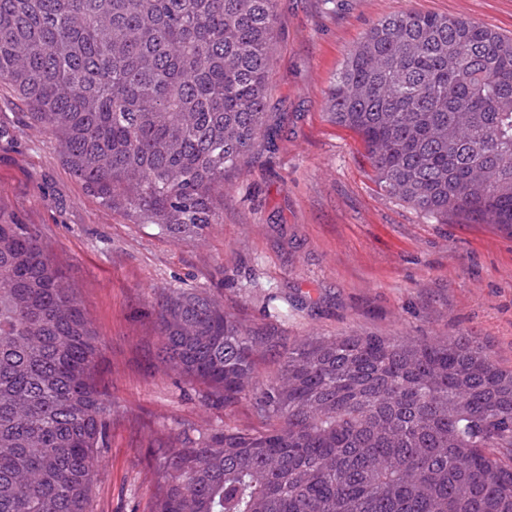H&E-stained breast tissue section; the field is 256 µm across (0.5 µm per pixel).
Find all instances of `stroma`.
Here are the masks:
<instances>
[{
  "label": "stroma",
  "mask_w": 512,
  "mask_h": 512,
  "mask_svg": "<svg viewBox=\"0 0 512 512\" xmlns=\"http://www.w3.org/2000/svg\"><path fill=\"white\" fill-rule=\"evenodd\" d=\"M456 16L512 37V0H280L268 60V138L213 192L217 224L186 241L89 194L47 131L0 93V212L39 225L81 288L118 404L96 459L95 512H149L147 443L231 421L251 424L179 382L153 357L151 304L198 288L247 324L291 339L357 333L439 341L466 336L512 368V236L491 224H441L381 191L364 147L327 115L348 51L378 20Z\"/></svg>",
  "instance_id": "1"
}]
</instances>
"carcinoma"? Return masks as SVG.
<instances>
[{"label": "carcinoma", "mask_w": 512, "mask_h": 512, "mask_svg": "<svg viewBox=\"0 0 512 512\" xmlns=\"http://www.w3.org/2000/svg\"><path fill=\"white\" fill-rule=\"evenodd\" d=\"M279 0H0V87L109 207L176 241L264 132ZM379 188L512 233V38L404 12L330 89ZM157 358L256 424L148 443L150 512H512V371L464 336L289 348L197 289L154 302ZM280 352L270 376L260 357ZM83 296L36 224L0 213V512H94L115 403Z\"/></svg>", "instance_id": "carcinoma-1"}]
</instances>
